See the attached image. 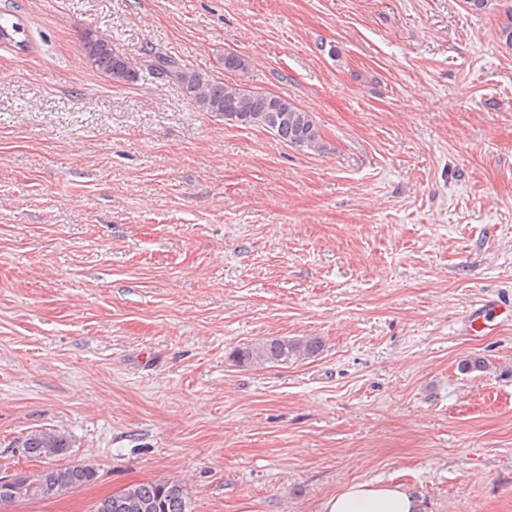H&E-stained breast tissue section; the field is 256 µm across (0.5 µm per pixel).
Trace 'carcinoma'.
Masks as SVG:
<instances>
[{
    "label": "carcinoma",
    "instance_id": "obj_1",
    "mask_svg": "<svg viewBox=\"0 0 512 512\" xmlns=\"http://www.w3.org/2000/svg\"><path fill=\"white\" fill-rule=\"evenodd\" d=\"M24 24L0 12V45L19 50L28 47ZM84 51L91 67L108 79L126 83L136 79L125 58L113 45L90 30L80 33ZM224 71L245 72L247 60L232 52L224 54ZM146 68L153 74L161 72L182 85L186 94L200 110L217 117L236 116L235 123L245 127H261L271 132L281 142L298 150L323 151L324 144L319 129L310 113L294 103L267 91H254L237 83H226L207 72L187 70L168 56H153L146 60ZM322 351L318 337L271 338L247 345L232 352V359L240 366L282 364L297 362L317 356ZM457 369L462 374L485 372L488 362L481 356L462 359ZM21 447L28 456L50 460L70 448L67 438L54 431H40L27 435ZM28 480L22 501L47 500L65 491L78 489L96 479V471L87 465L64 468L47 465L24 474ZM123 494L136 502L150 506L149 512H191L188 497L182 485L166 479L134 484Z\"/></svg>",
    "mask_w": 512,
    "mask_h": 512
}]
</instances>
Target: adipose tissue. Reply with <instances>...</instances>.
<instances>
[{"label": "adipose tissue", "instance_id": "ef3b65f1", "mask_svg": "<svg viewBox=\"0 0 512 512\" xmlns=\"http://www.w3.org/2000/svg\"><path fill=\"white\" fill-rule=\"evenodd\" d=\"M323 512H421V502L399 484L352 482L325 502Z\"/></svg>", "mask_w": 512, "mask_h": 512}]
</instances>
